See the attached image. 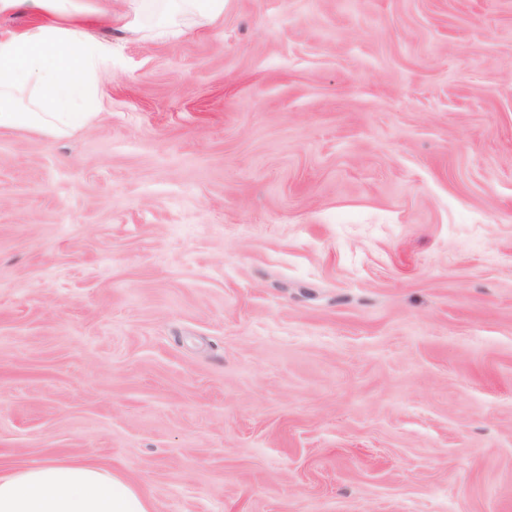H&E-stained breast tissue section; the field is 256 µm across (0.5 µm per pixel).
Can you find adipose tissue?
Wrapping results in <instances>:
<instances>
[{
  "instance_id": "obj_1",
  "label": "adipose tissue",
  "mask_w": 512,
  "mask_h": 512,
  "mask_svg": "<svg viewBox=\"0 0 512 512\" xmlns=\"http://www.w3.org/2000/svg\"><path fill=\"white\" fill-rule=\"evenodd\" d=\"M90 0H0V14L23 5L36 22L0 38V131L55 138L96 117L111 45L82 23ZM102 12L106 25L165 43L214 23L224 0H124ZM0 512H150L146 496L119 473L79 460H45L0 474Z\"/></svg>"
}]
</instances>
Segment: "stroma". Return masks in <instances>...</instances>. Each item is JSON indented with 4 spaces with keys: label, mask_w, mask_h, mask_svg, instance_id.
I'll use <instances>...</instances> for the list:
<instances>
[{
    "label": "stroma",
    "mask_w": 512,
    "mask_h": 512,
    "mask_svg": "<svg viewBox=\"0 0 512 512\" xmlns=\"http://www.w3.org/2000/svg\"><path fill=\"white\" fill-rule=\"evenodd\" d=\"M0 133V472L151 512H512V0H224ZM0 512H151L119 473L79 460H45L0 474Z\"/></svg>",
    "instance_id": "35a3bbf8"
}]
</instances>
